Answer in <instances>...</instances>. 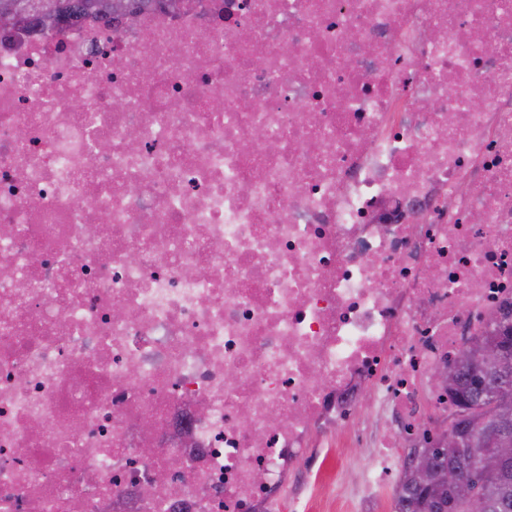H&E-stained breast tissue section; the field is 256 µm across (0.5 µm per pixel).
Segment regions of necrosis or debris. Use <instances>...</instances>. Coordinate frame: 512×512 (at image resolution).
I'll return each mask as SVG.
<instances>
[{"label": "necrosis or debris", "mask_w": 512, "mask_h": 512, "mask_svg": "<svg viewBox=\"0 0 512 512\" xmlns=\"http://www.w3.org/2000/svg\"><path fill=\"white\" fill-rule=\"evenodd\" d=\"M182 2L0 42V512H366L512 302V0Z\"/></svg>", "instance_id": "necrosis-or-debris-1"}]
</instances>
